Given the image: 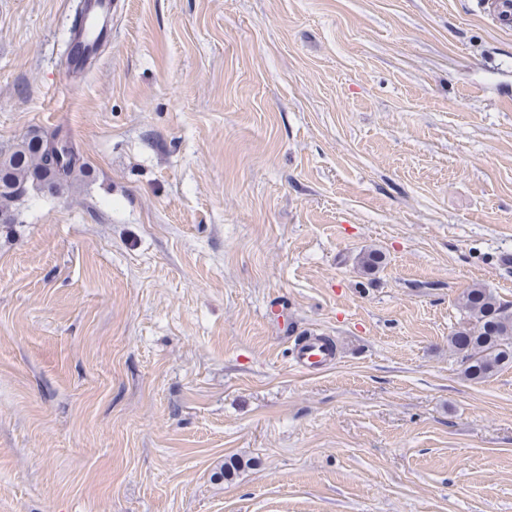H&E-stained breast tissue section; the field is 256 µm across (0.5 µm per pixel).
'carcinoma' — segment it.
Instances as JSON below:
<instances>
[{
  "label": "carcinoma",
  "instance_id": "carcinoma-1",
  "mask_svg": "<svg viewBox=\"0 0 512 512\" xmlns=\"http://www.w3.org/2000/svg\"><path fill=\"white\" fill-rule=\"evenodd\" d=\"M82 169L80 155L62 129L29 134L0 152V224H10L9 208L29 191L59 193ZM459 327L448 338L460 356L466 379L482 382L512 364V304L487 287L472 285L460 294Z\"/></svg>",
  "mask_w": 512,
  "mask_h": 512
}]
</instances>
